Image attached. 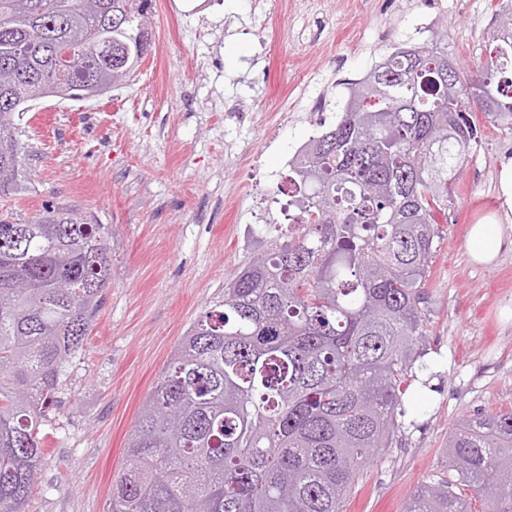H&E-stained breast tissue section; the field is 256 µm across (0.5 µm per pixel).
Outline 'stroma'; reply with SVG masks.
<instances>
[{
	"mask_svg": "<svg viewBox=\"0 0 512 512\" xmlns=\"http://www.w3.org/2000/svg\"><path fill=\"white\" fill-rule=\"evenodd\" d=\"M507 0H151L153 49L126 84L85 100L44 99L13 123L27 193L0 202L25 220L70 206L110 225L116 248L83 351L69 367L28 512H110L127 436L174 345L252 255L244 217L276 194L286 161L330 128L362 79L417 18L465 72L488 61ZM287 103L286 116L264 111ZM512 131L482 122L448 199L425 287L418 346L436 388L370 463L345 512H402L421 484L455 480L457 422L512 408V249L474 264L467 236L506 216L497 174Z\"/></svg>",
	"mask_w": 512,
	"mask_h": 512,
	"instance_id": "35a3bbf8",
	"label": "stroma"
}]
</instances>
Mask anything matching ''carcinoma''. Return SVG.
<instances>
[{"instance_id": "obj_1", "label": "carcinoma", "mask_w": 512, "mask_h": 512, "mask_svg": "<svg viewBox=\"0 0 512 512\" xmlns=\"http://www.w3.org/2000/svg\"><path fill=\"white\" fill-rule=\"evenodd\" d=\"M148 0H0V199L23 190L13 114L84 97L117 76L99 40L144 54ZM490 62L445 72V39L402 46L347 99L381 88L291 162L297 214L261 245L175 345L140 407L111 512H344L357 478L391 447L417 372L419 309L439 216L478 141L477 114L512 130V11ZM81 54L56 71L58 47ZM43 72L51 82L26 79ZM112 275V232L70 209L0 214V512H26L49 452L50 409ZM66 281L69 287L60 288ZM448 468L488 512H512V410L462 419ZM403 512H473L439 480Z\"/></svg>"}]
</instances>
